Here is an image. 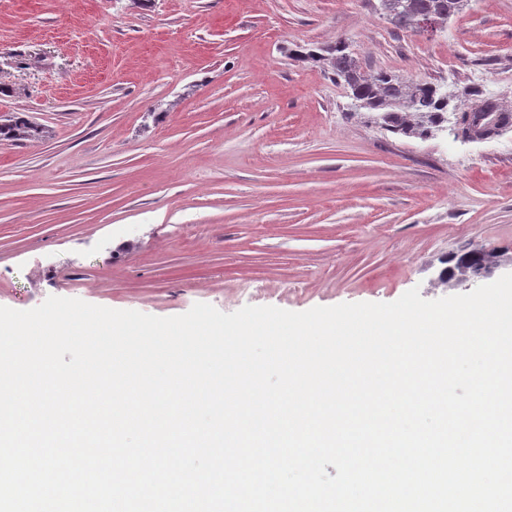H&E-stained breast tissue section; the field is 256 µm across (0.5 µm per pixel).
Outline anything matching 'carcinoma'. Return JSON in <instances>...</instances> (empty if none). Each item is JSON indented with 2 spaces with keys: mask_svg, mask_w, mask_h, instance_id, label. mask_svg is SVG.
<instances>
[{
  "mask_svg": "<svg viewBox=\"0 0 512 512\" xmlns=\"http://www.w3.org/2000/svg\"><path fill=\"white\" fill-rule=\"evenodd\" d=\"M467 0H380L383 15L397 28L417 31L429 19L439 25L464 8ZM305 58L331 71L349 89L354 111L369 113L380 128L407 137L427 136L444 129L454 96L431 84L408 83L387 73L363 71L343 42L311 50ZM44 127L25 116L12 115L0 123V140L43 137Z\"/></svg>",
  "mask_w": 512,
  "mask_h": 512,
  "instance_id": "1",
  "label": "carcinoma"
}]
</instances>
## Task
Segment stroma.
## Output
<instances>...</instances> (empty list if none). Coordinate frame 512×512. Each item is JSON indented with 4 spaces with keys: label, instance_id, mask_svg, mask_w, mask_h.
Segmentation results:
<instances>
[{
    "label": "stroma",
    "instance_id": "35a3bbf8",
    "mask_svg": "<svg viewBox=\"0 0 512 512\" xmlns=\"http://www.w3.org/2000/svg\"><path fill=\"white\" fill-rule=\"evenodd\" d=\"M512 110V0L430 36L379 0H0V306L169 317L434 300L448 257L512 256V128L405 137L302 52ZM44 127L25 116L12 115L0 123V140L23 141L41 139Z\"/></svg>",
    "mask_w": 512,
    "mask_h": 512
}]
</instances>
